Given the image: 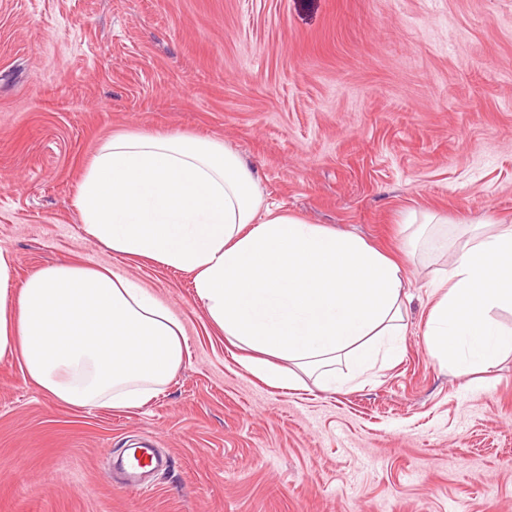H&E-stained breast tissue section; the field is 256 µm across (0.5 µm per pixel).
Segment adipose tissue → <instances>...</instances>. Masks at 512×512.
I'll return each instance as SVG.
<instances>
[{
	"instance_id": "ef3b65f1",
	"label": "adipose tissue",
	"mask_w": 512,
	"mask_h": 512,
	"mask_svg": "<svg viewBox=\"0 0 512 512\" xmlns=\"http://www.w3.org/2000/svg\"><path fill=\"white\" fill-rule=\"evenodd\" d=\"M84 232L110 253L191 274L196 300L244 351V367L283 387L301 375L336 390L397 357L402 266L352 233L268 203L255 172L223 142L119 131L101 142L74 198ZM0 250V360L75 409L138 408L181 367L180 321L107 266L61 262L22 281ZM424 333L457 374L512 353V225L474 233L436 284ZM351 372L338 373V363Z\"/></svg>"
}]
</instances>
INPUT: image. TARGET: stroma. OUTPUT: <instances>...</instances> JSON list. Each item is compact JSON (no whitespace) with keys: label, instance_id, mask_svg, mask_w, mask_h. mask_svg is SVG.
Masks as SVG:
<instances>
[{"label":"stroma","instance_id":"35a3bbf8","mask_svg":"<svg viewBox=\"0 0 512 512\" xmlns=\"http://www.w3.org/2000/svg\"><path fill=\"white\" fill-rule=\"evenodd\" d=\"M118 130L223 140L269 202L408 277L403 352L342 389L248 373L190 275L112 255L72 205ZM442 217L446 252L406 216ZM512 225V0H0V249L106 265L183 326L139 409L54 403L0 361V512H512V355L457 375L424 331L466 224ZM152 440L149 491L119 462Z\"/></svg>","mask_w":512,"mask_h":512}]
</instances>
